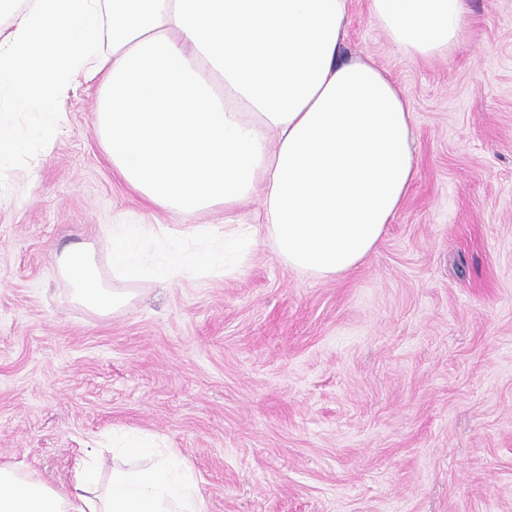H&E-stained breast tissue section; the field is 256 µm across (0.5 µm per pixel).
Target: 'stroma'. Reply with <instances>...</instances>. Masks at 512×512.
Listing matches in <instances>:
<instances>
[{"label":"stroma","mask_w":512,"mask_h":512,"mask_svg":"<svg viewBox=\"0 0 512 512\" xmlns=\"http://www.w3.org/2000/svg\"><path fill=\"white\" fill-rule=\"evenodd\" d=\"M344 57L408 95L416 177L376 250L324 279L253 250L233 276L133 281L99 316L55 265L109 224L223 226L142 201L75 80L49 151L0 169V463L72 484L112 430L162 438L207 512H512V0H468L467 44L416 61L368 0Z\"/></svg>","instance_id":"1"}]
</instances>
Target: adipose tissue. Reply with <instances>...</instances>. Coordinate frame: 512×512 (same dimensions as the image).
Here are the masks:
<instances>
[{"label":"adipose tissue","mask_w":512,"mask_h":512,"mask_svg":"<svg viewBox=\"0 0 512 512\" xmlns=\"http://www.w3.org/2000/svg\"><path fill=\"white\" fill-rule=\"evenodd\" d=\"M378 25L411 59L465 40L466 0H371ZM348 0H0V165L47 149L56 103L76 77L101 80L98 131L113 168L141 197L224 225L188 236L164 224H112L104 278L73 248L58 272L87 309L127 295L113 280L234 275L265 235L288 267L321 278L377 247L416 176L406 94L372 60L342 56ZM38 108V126L12 113ZM261 190L258 224L236 218ZM112 467L78 460L60 489L0 463V512H206L193 472L156 439L112 435Z\"/></svg>","instance_id":"ef3b65f1"}]
</instances>
